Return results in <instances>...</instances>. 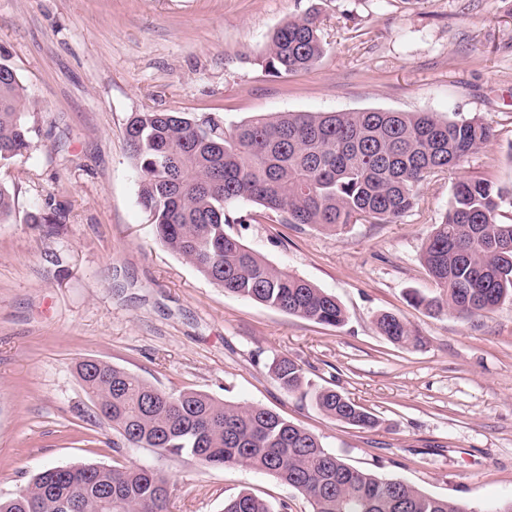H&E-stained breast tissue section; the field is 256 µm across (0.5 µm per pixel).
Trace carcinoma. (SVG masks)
<instances>
[{
  "label": "carcinoma",
  "mask_w": 512,
  "mask_h": 512,
  "mask_svg": "<svg viewBox=\"0 0 512 512\" xmlns=\"http://www.w3.org/2000/svg\"><path fill=\"white\" fill-rule=\"evenodd\" d=\"M325 52L318 18L293 17L278 27L262 57L270 75L308 70ZM32 103L14 70L0 62V162L24 155L35 128ZM125 136L138 175V201L159 242L188 260L224 292L288 315L338 327L346 313L336 297L285 272L228 232V224H310L342 231L352 224L396 223L410 212L425 180L457 168L493 137L478 119L442 120L432 112H280L229 131L216 113H133ZM509 192L487 180L461 179L422 261L438 292L411 294L434 314L472 319L512 302V224L499 220ZM251 202L257 210L241 208ZM380 335L397 346L422 344L400 315L383 312ZM76 372L101 417L125 445L164 458L190 455L203 466L244 465L299 491L312 512H477L462 501L433 497L398 479L357 468L329 452L304 428L263 406H239L195 391L167 392L97 359ZM270 372L288 393L305 384L286 357ZM326 416L363 429L378 419L345 394L312 392ZM169 512L170 483L150 467L48 466L0 512ZM224 512H275L242 490Z\"/></svg>",
  "instance_id": "obj_1"
}]
</instances>
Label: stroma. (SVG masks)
I'll list each match as a JSON object with an SVG mask.
<instances>
[{
  "label": "stroma",
  "mask_w": 512,
  "mask_h": 512,
  "mask_svg": "<svg viewBox=\"0 0 512 512\" xmlns=\"http://www.w3.org/2000/svg\"><path fill=\"white\" fill-rule=\"evenodd\" d=\"M313 9L324 55L269 75L270 35ZM0 62L37 103L29 151L0 164L12 197L0 219V497L50 464L144 465L169 475L171 512H222L244 489L311 512L245 466L113 449L75 370L97 359L169 391L265 406L353 466L476 512L512 500V304L470 321L410 300L436 291L422 248L456 180L512 192V0H0ZM146 109L218 113L229 127L276 112H432L481 119L495 136L422 182L397 223L230 225L267 262L334 295L346 321L332 327L225 294L159 243L125 140L129 116ZM383 312L423 345L389 343L375 325ZM280 357L378 427L282 390L268 371ZM312 400L326 416L341 423L363 429H374L379 425L371 412L335 389H316L312 392Z\"/></svg>",
  "instance_id": "1"
}]
</instances>
